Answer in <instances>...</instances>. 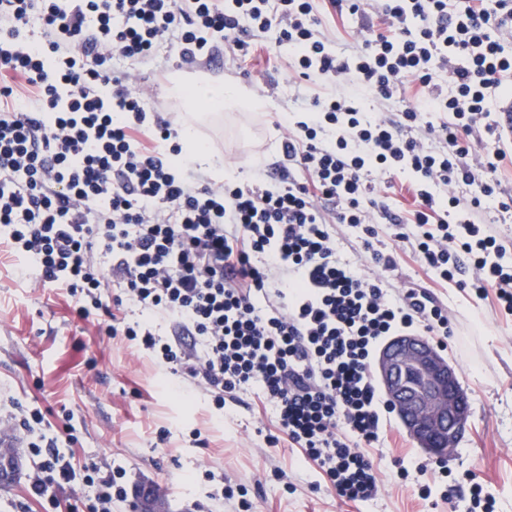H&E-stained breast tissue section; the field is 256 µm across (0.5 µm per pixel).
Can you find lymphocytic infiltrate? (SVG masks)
Segmentation results:
<instances>
[{
  "label": "lymphocytic infiltrate",
  "mask_w": 512,
  "mask_h": 512,
  "mask_svg": "<svg viewBox=\"0 0 512 512\" xmlns=\"http://www.w3.org/2000/svg\"><path fill=\"white\" fill-rule=\"evenodd\" d=\"M380 9L385 30L341 61L312 0H0V70L20 80L0 86V248L35 261L38 286L65 289L80 318L127 299L164 315L167 339L151 322L117 317L105 333L138 342L220 407L241 405L240 391L259 384L291 446L349 501L372 499L380 483L364 453L384 423L370 377L374 347L401 328L444 337L450 329L428 291L390 293L339 259L331 225L374 239L384 219L438 279L470 269L475 295L494 293L512 315L507 242L482 218L491 197L512 213L497 177L506 153L473 160L470 140L497 133L489 100L512 72V54L496 33L512 25V0H381ZM272 30L307 80L347 74L394 103L414 81L428 96L374 117L345 98L314 100L303 119L283 125L286 165L263 170L250 188L196 185L173 160L177 130L134 75H113L112 61L148 64L165 50L207 63L219 41L241 60ZM452 55L463 65L449 67ZM428 112L440 122H423ZM374 168L415 176L412 217L369 210ZM463 186L475 190L466 205L456 194ZM259 296L266 308L256 307ZM43 420L35 410L18 425L41 459L28 487L51 502L74 468L58 437L34 436ZM86 481L90 502L75 499L70 512H112L128 498L111 475Z\"/></svg>",
  "instance_id": "lymphocytic-infiltrate-1"
}]
</instances>
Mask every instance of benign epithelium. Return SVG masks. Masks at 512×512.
<instances>
[{"mask_svg":"<svg viewBox=\"0 0 512 512\" xmlns=\"http://www.w3.org/2000/svg\"><path fill=\"white\" fill-rule=\"evenodd\" d=\"M376 377L407 433L429 454L455 447L469 419L455 370L417 334L396 336L381 349ZM140 512H161L152 488L140 491Z\"/></svg>","mask_w":512,"mask_h":512,"instance_id":"7a95c632","label":"benign epithelium"}]
</instances>
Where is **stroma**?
Masks as SVG:
<instances>
[{"label": "stroma", "instance_id": "stroma-1", "mask_svg": "<svg viewBox=\"0 0 512 512\" xmlns=\"http://www.w3.org/2000/svg\"><path fill=\"white\" fill-rule=\"evenodd\" d=\"M320 30L337 54L355 50L359 37L381 25L377 0L357 14L315 0ZM145 83L157 87L160 115L183 126L195 114L194 131L231 178L196 162L179 164L213 184L252 185L255 170L282 161L276 128L286 113L302 112L315 97H363L368 111L384 106L359 95L345 77L317 84L290 66L288 55L269 60L256 51L245 65L216 50L211 64L175 68L164 59L143 66ZM202 77L245 89L239 104L220 110L187 107L170 93L174 79ZM379 248L395 265L384 274L393 288H427L447 309L453 334L431 336L456 369L470 404L469 428L449 454L429 456L406 432L396 413L369 453L381 472L378 495L365 502L340 498L305 453L280 434L273 408L259 387L244 392L248 408L217 409L205 391L170 374L124 337L106 336L107 315L79 319L66 291L34 288L32 264L0 261V415L11 402L46 413L42 434L59 433L72 412L76 441L64 445L75 478L57 492L61 503L88 499L85 469L121 473L128 487L153 483L167 512H468L481 488L493 512H512V315L494 298L476 297L455 282H442L416 259L409 244L394 239L388 224L377 227ZM428 472H420V465ZM446 465V479L432 470ZM406 477H398L399 469ZM223 497H215L216 489Z\"/></svg>", "mask_w": 512, "mask_h": 512}]
</instances>
